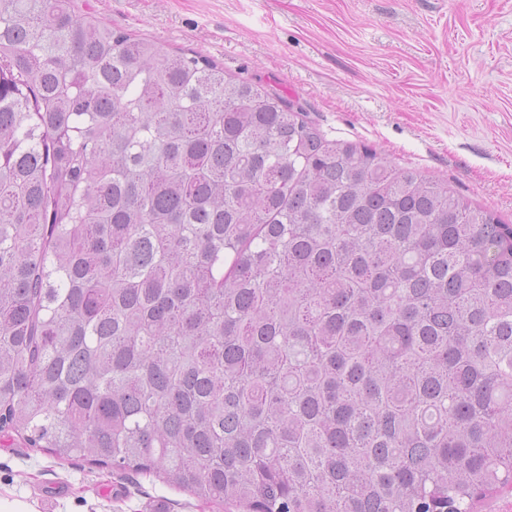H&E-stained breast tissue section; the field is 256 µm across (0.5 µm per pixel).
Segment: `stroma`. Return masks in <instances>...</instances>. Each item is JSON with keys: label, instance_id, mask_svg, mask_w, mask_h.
Returning a JSON list of instances; mask_svg holds the SVG:
<instances>
[{"label": "stroma", "instance_id": "35a3bbf8", "mask_svg": "<svg viewBox=\"0 0 512 512\" xmlns=\"http://www.w3.org/2000/svg\"><path fill=\"white\" fill-rule=\"evenodd\" d=\"M302 108L328 138L447 180L512 224V0H74ZM0 498L35 512H224L152 476L0 445Z\"/></svg>", "mask_w": 512, "mask_h": 512}]
</instances>
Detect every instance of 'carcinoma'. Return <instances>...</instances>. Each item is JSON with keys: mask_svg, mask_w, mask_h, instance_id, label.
I'll list each match as a JSON object with an SVG mask.
<instances>
[{"mask_svg": "<svg viewBox=\"0 0 512 512\" xmlns=\"http://www.w3.org/2000/svg\"><path fill=\"white\" fill-rule=\"evenodd\" d=\"M0 432L224 512L512 493V225L196 52L0 0Z\"/></svg>", "mask_w": 512, "mask_h": 512, "instance_id": "carcinoma-1", "label": "carcinoma"}]
</instances>
